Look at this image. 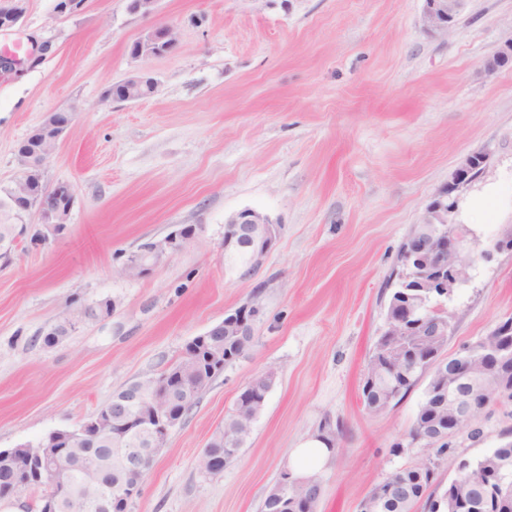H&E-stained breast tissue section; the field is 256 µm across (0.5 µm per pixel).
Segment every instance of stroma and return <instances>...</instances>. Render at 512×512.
<instances>
[{
  "instance_id": "obj_1",
  "label": "stroma",
  "mask_w": 512,
  "mask_h": 512,
  "mask_svg": "<svg viewBox=\"0 0 512 512\" xmlns=\"http://www.w3.org/2000/svg\"><path fill=\"white\" fill-rule=\"evenodd\" d=\"M28 0L0 52V189L21 172L17 144L45 115L77 105L48 159V186H70L63 232L23 240L0 263V450L71 429L115 391L157 376L192 337L258 302L250 351L225 367L169 433L128 512H259L300 442L336 433L317 473L316 512H359L394 472L429 452L409 432L426 380L372 413L362 387L385 328L398 251L469 153L490 155L455 191L452 222L480 244L512 224V66L484 61L512 38V0H466L448 33L424 30V0H87L61 18ZM171 27L168 54L135 59L144 31ZM145 70L154 95L104 100ZM251 209L279 226L249 278L224 263V220ZM183 226L196 239L149 274L130 252ZM447 309V355L512 317V254L477 260ZM111 298L110 317L44 342L68 310ZM277 373L239 457L217 475L197 467L245 384ZM512 439V400L490 404L435 462L447 486L460 461Z\"/></svg>"
}]
</instances>
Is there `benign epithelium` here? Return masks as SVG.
<instances>
[{"instance_id":"1","label":"benign epithelium","mask_w":512,"mask_h":512,"mask_svg":"<svg viewBox=\"0 0 512 512\" xmlns=\"http://www.w3.org/2000/svg\"><path fill=\"white\" fill-rule=\"evenodd\" d=\"M28 0H0V32L10 30L24 18ZM466 0H424L422 12L423 27L432 32H446L450 29L463 9ZM86 0H55L54 12L60 17L79 14ZM176 47V37L168 26H158L144 32L136 41L137 57L149 58L164 55ZM512 63V39L484 64L486 75H493L499 68ZM125 90L123 102H134L155 93L158 82L149 73L139 71L120 82ZM77 107L71 106L46 114L43 122L34 128L17 147L16 155L23 169L21 177L10 188L3 205L19 213L35 212L41 229L37 232L44 240L50 234L61 232L69 219L73 205V194L69 186L58 185L50 188L43 183L45 164L59 141L69 129ZM489 154L485 151L467 156L455 171L453 187L438 194L427 207L421 219L424 230L416 234L413 248L404 253L408 265L420 267L425 274L404 278V298L411 301L417 293L427 288L430 295L442 300H452L456 292L471 281L470 270L475 263L473 248L461 243L455 224L448 222V197L463 185L472 182V174L486 169ZM227 242L225 250L240 245L252 249L251 265L240 269V276L253 275L260 267L276 240L278 225L259 212L245 209L225 220ZM195 238V228L186 226L168 233L146 252H133L127 256L124 272L140 276L159 265L167 257L185 249ZM512 254V225L503 229L480 255L488 258L495 253ZM259 314L257 303L247 304L224 317L218 327L231 331H242L254 325ZM512 334V322H500L473 346L464 350L466 354H483L496 345L497 337ZM440 373H448V434L455 433L462 426L479 418L481 412L497 396L512 398V388L493 382L487 370L467 368L461 370L455 361H441ZM170 390L149 395L135 388L73 430L77 436L110 435L112 432L129 427L145 435L151 442L149 448H133L128 452L129 466L137 476L134 484L112 486L99 485L93 500L84 495L78 502L84 508L91 506L97 512H112L116 500L131 498L139 492L141 480L149 470L153 458L162 443V436L175 426L179 416L172 405ZM28 463L19 466L18 472L24 477L18 490L36 489L44 508L54 509L55 505L69 492V487L58 484L57 474L66 467L73 451L69 448H30ZM293 489H302L305 495L315 497L316 483L313 480L285 478L279 480L273 493L279 497L288 496Z\"/></svg>"}]
</instances>
